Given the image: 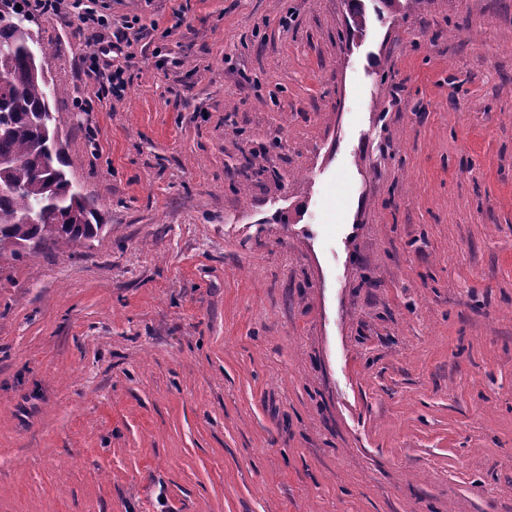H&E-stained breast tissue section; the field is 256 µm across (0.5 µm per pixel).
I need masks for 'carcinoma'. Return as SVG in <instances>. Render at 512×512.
Masks as SVG:
<instances>
[{
  "mask_svg": "<svg viewBox=\"0 0 512 512\" xmlns=\"http://www.w3.org/2000/svg\"><path fill=\"white\" fill-rule=\"evenodd\" d=\"M22 0H0V157L13 162L0 168V257L20 258L33 242L47 239L70 245L95 237L102 216L72 188L62 154L52 152L48 136L51 99L56 95L41 59L31 50L40 43ZM353 28L366 26L360 0H348ZM42 214L45 224H24L20 218Z\"/></svg>",
  "mask_w": 512,
  "mask_h": 512,
  "instance_id": "obj_1",
  "label": "carcinoma"
}]
</instances>
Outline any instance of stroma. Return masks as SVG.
<instances>
[{
  "instance_id": "stroma-1",
  "label": "stroma",
  "mask_w": 512,
  "mask_h": 512,
  "mask_svg": "<svg viewBox=\"0 0 512 512\" xmlns=\"http://www.w3.org/2000/svg\"><path fill=\"white\" fill-rule=\"evenodd\" d=\"M362 6L93 0L103 99L38 16L103 228L0 257V512H512V0ZM137 23L138 21L136 18L132 20H127L125 18L121 28H117L115 32H112V35L116 40L115 42L112 41V53H115L116 57H118V54H123L124 56L123 64H115L114 58L116 57L113 56L112 73L110 75L109 85L108 87L101 88L102 91H105L108 94L111 93L112 97L123 96L128 87V79L126 77V73L128 71V68L130 67L129 63L133 58V55L131 53L124 54L121 44L125 42L127 46L131 45V42L128 38V33L125 30L135 29V25Z\"/></svg>"
}]
</instances>
